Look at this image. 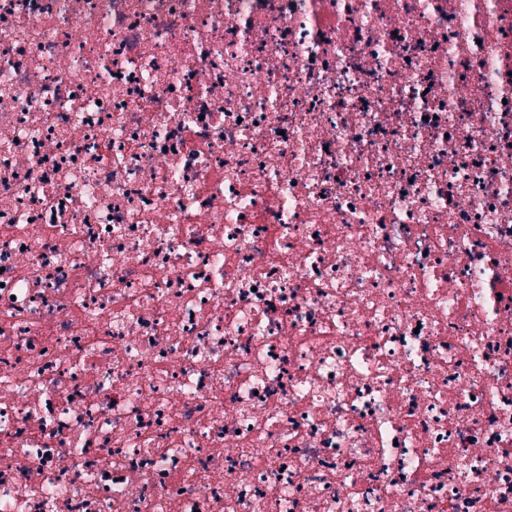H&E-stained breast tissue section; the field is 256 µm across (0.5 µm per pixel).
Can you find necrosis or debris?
<instances>
[{
  "label": "necrosis or debris",
  "mask_w": 512,
  "mask_h": 512,
  "mask_svg": "<svg viewBox=\"0 0 512 512\" xmlns=\"http://www.w3.org/2000/svg\"><path fill=\"white\" fill-rule=\"evenodd\" d=\"M0 512H512V0H0Z\"/></svg>",
  "instance_id": "necrosis-or-debris-1"
}]
</instances>
